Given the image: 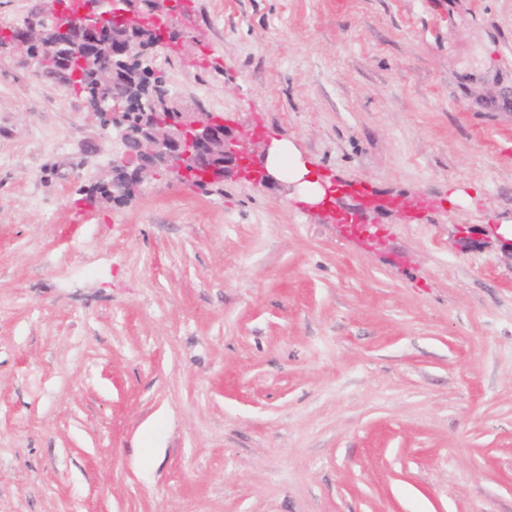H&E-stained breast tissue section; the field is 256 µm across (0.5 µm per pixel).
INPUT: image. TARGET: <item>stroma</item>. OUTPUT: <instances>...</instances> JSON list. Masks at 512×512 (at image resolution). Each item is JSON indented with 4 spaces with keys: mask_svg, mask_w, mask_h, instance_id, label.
<instances>
[{
    "mask_svg": "<svg viewBox=\"0 0 512 512\" xmlns=\"http://www.w3.org/2000/svg\"><path fill=\"white\" fill-rule=\"evenodd\" d=\"M190 2L176 98L405 207L92 197L114 134L0 49V512H512V0Z\"/></svg>",
    "mask_w": 512,
    "mask_h": 512,
    "instance_id": "obj_1",
    "label": "stroma"
}]
</instances>
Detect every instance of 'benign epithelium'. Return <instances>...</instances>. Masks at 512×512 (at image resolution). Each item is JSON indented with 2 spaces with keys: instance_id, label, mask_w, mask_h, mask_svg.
<instances>
[{
  "instance_id": "obj_1",
  "label": "benign epithelium",
  "mask_w": 512,
  "mask_h": 512,
  "mask_svg": "<svg viewBox=\"0 0 512 512\" xmlns=\"http://www.w3.org/2000/svg\"><path fill=\"white\" fill-rule=\"evenodd\" d=\"M53 7L41 18H30L22 26L0 30V43L10 45L49 28L73 32L77 40L55 46L50 62L67 60L75 67L74 77L92 73L95 91L87 99L90 111L101 125L116 133L120 157L112 163L106 187L112 193L132 196L157 171L171 172L188 184L203 189L237 176L270 182L273 176L256 166L255 147L267 152L271 144L265 133L250 137L233 132L224 116L213 112H187L163 83L148 86L152 110L130 97L118 80L115 65L134 57H156L168 51L172 29L170 0H52ZM136 138L140 149L131 163L128 143ZM325 196L317 203L335 215L336 223L347 224L329 199L339 188L324 186Z\"/></svg>"
}]
</instances>
